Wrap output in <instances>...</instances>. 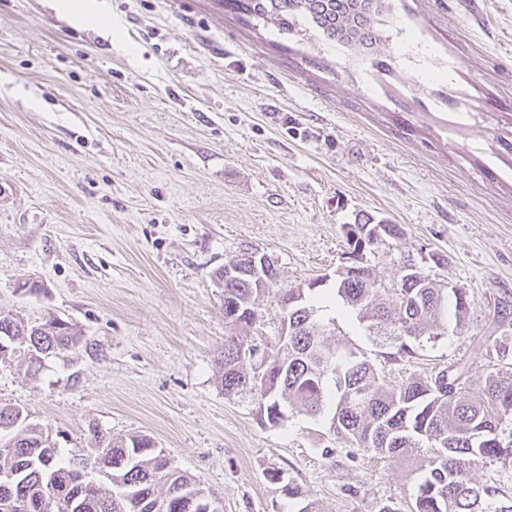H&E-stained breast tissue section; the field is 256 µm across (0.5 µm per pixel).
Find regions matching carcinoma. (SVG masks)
I'll return each instance as SVG.
<instances>
[{
  "instance_id": "1",
  "label": "carcinoma",
  "mask_w": 512,
  "mask_h": 512,
  "mask_svg": "<svg viewBox=\"0 0 512 512\" xmlns=\"http://www.w3.org/2000/svg\"><path fill=\"white\" fill-rule=\"evenodd\" d=\"M246 16L288 28L301 14L328 40L370 49L383 44L377 18L387 0H225ZM347 250L336 270V296L382 345L385 358L402 361L448 331V312L465 328L472 300L461 288L410 270L400 258L396 304L372 278L369 259L379 247L404 237L399 224H349ZM268 288H251L242 279L224 284V350L218 358L220 384L229 399L249 400L259 418L273 427L293 404L311 416H326L329 432L350 446L379 458H394L427 443L431 456L415 470L407 510L383 512H512V498L471 478L480 462H512V448L499 433L512 422V375H488L474 388L469 371L450 365L435 374L392 384L355 347L327 342L316 319L314 288H279L281 330L272 354L253 357L257 344L240 334L260 322L257 300ZM13 331L0 364L25 361L43 368L47 359L65 360L77 352L95 355L97 344L50 313L39 324L23 323L0 312V337ZM95 447L84 465L74 451L50 440V431L27 422L22 408L0 405V512H218L215 498L196 497L198 481L171 465L145 435L114 438L92 428ZM296 512H318L315 501L286 483Z\"/></svg>"
}]
</instances>
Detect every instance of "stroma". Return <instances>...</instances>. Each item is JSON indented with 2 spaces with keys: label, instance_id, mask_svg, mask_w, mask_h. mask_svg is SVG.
<instances>
[{
  "label": "stroma",
  "instance_id": "obj_1",
  "mask_svg": "<svg viewBox=\"0 0 512 512\" xmlns=\"http://www.w3.org/2000/svg\"><path fill=\"white\" fill-rule=\"evenodd\" d=\"M108 2L109 35L48 0H0V311L54 313L104 350L76 356L73 385L55 364L0 365V403L71 448L94 426L149 436L223 512H296L275 470L321 512L404 507L429 447L379 459L334 441L326 417L293 409L273 427L225 397L214 274L252 247L278 287L327 276L328 341L389 382L452 364L476 384L512 374V319H488L512 302V0H390L377 53L223 0ZM363 212L405 232L370 262L385 288L408 255L473 300L464 330L407 362L385 361L333 296Z\"/></svg>",
  "mask_w": 512,
  "mask_h": 512
}]
</instances>
